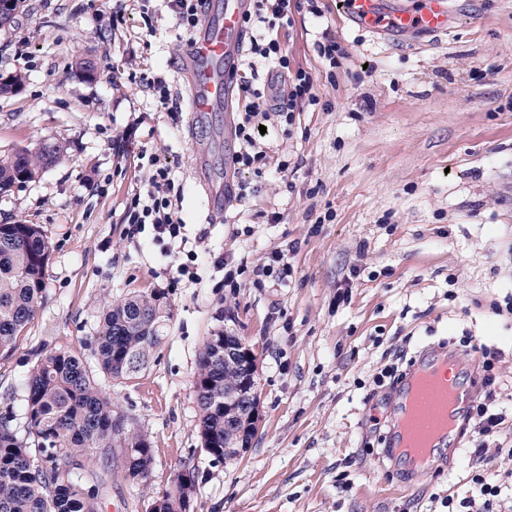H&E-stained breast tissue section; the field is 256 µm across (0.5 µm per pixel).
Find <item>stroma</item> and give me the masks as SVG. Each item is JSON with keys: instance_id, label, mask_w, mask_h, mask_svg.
Returning <instances> with one entry per match:
<instances>
[{"instance_id": "stroma-1", "label": "stroma", "mask_w": 512, "mask_h": 512, "mask_svg": "<svg viewBox=\"0 0 512 512\" xmlns=\"http://www.w3.org/2000/svg\"><path fill=\"white\" fill-rule=\"evenodd\" d=\"M446 4V33L380 35L352 26L336 0H318L319 19L292 0L279 36L321 105L289 127L268 121L282 179L232 170L237 113L157 111L141 73L165 74L174 102L185 98L186 37L164 0H149L151 33L134 0H24L0 29V78L25 77L0 96V154L64 152L0 195V224L41 225L53 246L44 302L0 357V412L21 409L38 354L82 351L107 302L158 291L173 311L147 370L112 385L152 442L148 477L113 475L98 512H146L181 471L198 480L196 512H448L475 475L512 489V0ZM325 30L346 50L334 68L319 53ZM85 57L97 62L90 79L76 71ZM152 156L181 188L200 284L170 287L172 261L150 233L125 235L126 199ZM203 166L250 188L230 223L209 213ZM215 254L251 269L280 254L290 272L232 287ZM217 331L252 349L262 415L251 448L224 463L197 433V361ZM442 340L474 361L478 397L481 351L496 352L507 417L488 437L463 422L458 450L417 477L384 456L398 390L376 378L399 351Z\"/></svg>"}]
</instances>
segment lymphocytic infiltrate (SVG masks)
I'll return each instance as SVG.
<instances>
[{
	"label": "lymphocytic infiltrate",
	"instance_id": "f902f5d3",
	"mask_svg": "<svg viewBox=\"0 0 512 512\" xmlns=\"http://www.w3.org/2000/svg\"><path fill=\"white\" fill-rule=\"evenodd\" d=\"M290 0H255L253 9L244 18L247 29L264 27L261 35L250 39L248 54L276 64L284 78L274 92L256 87L253 73L241 72L238 89L242 99V112L234 134L241 143L239 151L231 157L234 170H252L255 177H265L270 172H286L287 162L275 161L260 133V125L270 117H277L285 124H293L297 112L318 106L320 98L314 90L311 75L304 70H291L290 59L278 32L289 23ZM181 190L176 187L166 166L153 165L143 188L134 189L126 201L123 222L127 238L134 239L148 232L161 248H168L184 241L185 224L179 206Z\"/></svg>",
	"mask_w": 512,
	"mask_h": 512
}]
</instances>
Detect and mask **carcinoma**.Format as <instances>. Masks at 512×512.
Here are the masks:
<instances>
[{"instance_id": "cac0c4a2", "label": "carcinoma", "mask_w": 512, "mask_h": 512, "mask_svg": "<svg viewBox=\"0 0 512 512\" xmlns=\"http://www.w3.org/2000/svg\"><path fill=\"white\" fill-rule=\"evenodd\" d=\"M62 160L61 149L43 144L0 154V194L34 179ZM51 242L39 224H0V356L9 354L44 301ZM172 311L158 292L109 303L87 346L93 362L68 349L37 358L24 378L23 410L0 414V512H97L99 485L87 479L98 449H124V478L146 477L152 462L148 435L128 426L104 380H129L145 370L164 339ZM241 366H224V332L203 342L195 374L198 433L214 461L238 439L241 418L257 402L244 396L237 415L224 417V391ZM198 490L191 473L177 475L156 493L148 512H195Z\"/></svg>"}]
</instances>
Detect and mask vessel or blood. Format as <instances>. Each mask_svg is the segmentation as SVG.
Wrapping results in <instances>:
<instances>
[{
	"label": "vessel or blood",
	"mask_w": 512,
	"mask_h": 512,
	"mask_svg": "<svg viewBox=\"0 0 512 512\" xmlns=\"http://www.w3.org/2000/svg\"><path fill=\"white\" fill-rule=\"evenodd\" d=\"M253 6V0H206L204 19L189 38L181 59L180 72L188 82V112L202 115L230 108L236 82L234 71L251 38L243 26V18ZM342 14L359 28L380 34L417 32L436 35L448 29L444 0H419L414 8L392 5L388 0H343ZM206 191L208 208L214 215H223L235 200V186L228 180L207 183ZM456 361L452 351L430 352L415 361L400 385L395 418L390 424L388 451L393 458L409 465L413 472L432 470L444 452L455 450L458 445L459 428L471 398L469 389L460 384L451 386L448 426L431 435L424 462H415L407 451L405 427L410 398L418 380L427 374H447Z\"/></svg>",
	"instance_id": "1"
}]
</instances>
